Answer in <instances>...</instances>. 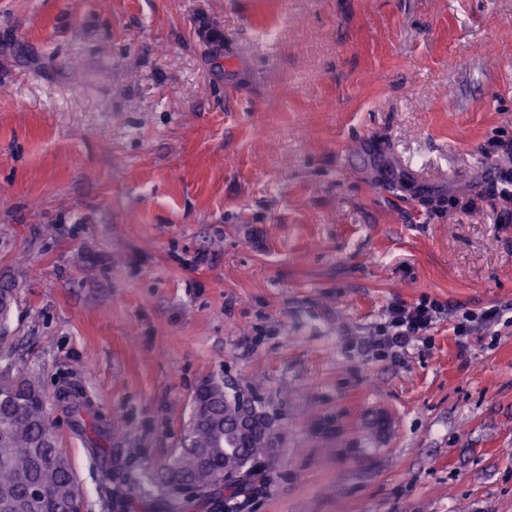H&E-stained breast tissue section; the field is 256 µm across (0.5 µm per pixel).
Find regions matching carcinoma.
<instances>
[{"label":"carcinoma","instance_id":"carcinoma-1","mask_svg":"<svg viewBox=\"0 0 512 512\" xmlns=\"http://www.w3.org/2000/svg\"><path fill=\"white\" fill-rule=\"evenodd\" d=\"M211 416L191 417L184 451L169 468V477L207 491L214 475L233 457L228 449L246 461H257L266 454L268 437L257 428L240 434L234 427L236 406L224 403V387H212ZM56 400L70 415L72 425L85 435L88 452L100 462L109 478L112 453L120 437L105 424L98 423L91 404L82 391L72 386L62 389ZM150 477L124 480L120 494L141 498L147 495ZM82 492L68 456L57 446L56 425L47 411L43 386L32 374L0 373V512H64Z\"/></svg>","mask_w":512,"mask_h":512}]
</instances>
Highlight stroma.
Here are the masks:
<instances>
[{
    "label": "stroma",
    "instance_id": "35a3bbf8",
    "mask_svg": "<svg viewBox=\"0 0 512 512\" xmlns=\"http://www.w3.org/2000/svg\"><path fill=\"white\" fill-rule=\"evenodd\" d=\"M1 286L84 512L146 508L58 391L136 478L206 381L279 439L183 512H512V323L370 346L512 304V0H0ZM444 311V305L427 297L410 305L395 303L376 331L372 347L399 356L412 341L422 338ZM56 400L70 415L73 427L77 426L84 433L90 456L104 466L106 476L110 480L120 476L112 472V451L113 454L116 451L125 452V448H115L120 447L121 439L110 427L98 423L95 411L84 399L82 391L75 386L62 389L56 395Z\"/></svg>",
    "mask_w": 512,
    "mask_h": 512
}]
</instances>
